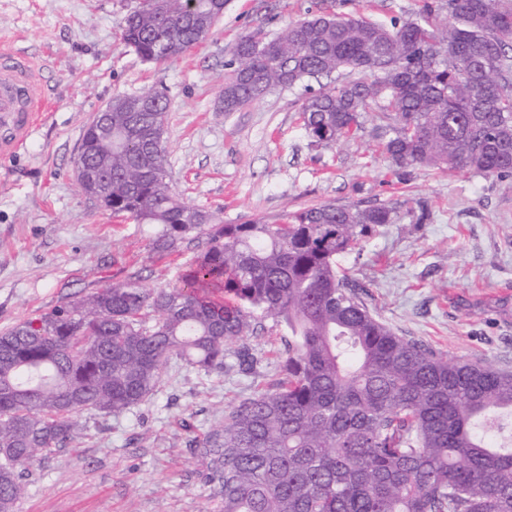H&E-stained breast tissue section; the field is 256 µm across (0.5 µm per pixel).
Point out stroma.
<instances>
[{"label":"stroma","mask_w":512,"mask_h":512,"mask_svg":"<svg viewBox=\"0 0 512 512\" xmlns=\"http://www.w3.org/2000/svg\"><path fill=\"white\" fill-rule=\"evenodd\" d=\"M134 5L0 0V38L39 61L49 109L18 153L0 157V330L132 277L148 288L178 286L205 247L199 233L157 256L153 225L98 209L74 178L86 122L115 96L156 89L171 104L167 180L176 193L227 224L325 203L397 207L395 223L339 258L340 273L397 335L512 371V177L417 167L396 183L379 148L378 114H364L352 139L313 143L300 84L237 112L218 108L242 35L274 36L318 5L387 24L414 16L420 0H227L201 44L161 63L122 41ZM287 337L269 323L241 339L258 360L251 374L208 373L172 358L139 405L81 414L65 449L28 465L16 512H218L200 443L280 378Z\"/></svg>","instance_id":"obj_1"}]
</instances>
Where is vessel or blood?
<instances>
[{
    "label": "vessel or blood",
    "instance_id": "obj_1",
    "mask_svg": "<svg viewBox=\"0 0 512 512\" xmlns=\"http://www.w3.org/2000/svg\"><path fill=\"white\" fill-rule=\"evenodd\" d=\"M43 97L32 60L0 47V156L17 151L32 135Z\"/></svg>",
    "mask_w": 512,
    "mask_h": 512
}]
</instances>
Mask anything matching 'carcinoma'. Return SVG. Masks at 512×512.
<instances>
[{
	"label": "carcinoma",
	"mask_w": 512,
	"mask_h": 512,
	"mask_svg": "<svg viewBox=\"0 0 512 512\" xmlns=\"http://www.w3.org/2000/svg\"><path fill=\"white\" fill-rule=\"evenodd\" d=\"M216 0H137L124 43L148 62L203 38ZM350 70L307 97L316 143L347 140L375 109L380 149L407 169L512 176V0H422L387 27L316 11L273 39L232 49L226 112L273 88ZM132 112L112 98V148L84 127L75 163L99 171L112 215L155 224L158 254L207 230L182 285L96 288L0 331V512L24 496V466L65 447L74 417L119 414L155 390L165 360L224 368L229 345L271 320L288 333L283 377L235 406L202 442L220 512H512V372L456 360L399 336L362 303L338 258L391 207L320 204L273 223L224 224L166 182L169 102ZM235 366L257 359L242 348Z\"/></svg>",
	"instance_id": "1"
}]
</instances>
